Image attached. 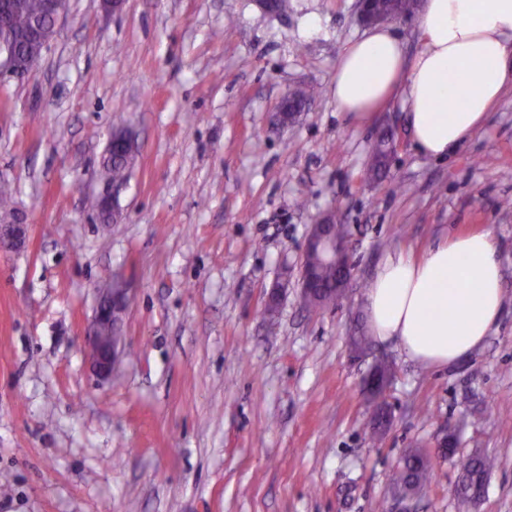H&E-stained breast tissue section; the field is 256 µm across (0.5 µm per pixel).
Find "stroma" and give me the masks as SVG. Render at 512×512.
<instances>
[{"label":"stroma","mask_w":512,"mask_h":512,"mask_svg":"<svg viewBox=\"0 0 512 512\" xmlns=\"http://www.w3.org/2000/svg\"><path fill=\"white\" fill-rule=\"evenodd\" d=\"M66 0L32 73L0 80V184L29 226L0 250V512H457L460 464L494 457L471 512H512V89L442 159L413 146L409 105L337 111L331 80L361 37L356 0ZM317 96L281 129L292 88ZM397 146L371 179L384 127ZM136 157L121 223L85 205L113 131ZM356 281L307 307L304 243L327 211ZM495 236L504 286L483 346L436 370L394 343L354 353L378 265L450 237ZM131 296L125 353L94 372L86 332L102 279ZM282 288L275 319L264 314ZM392 366L385 436L364 379ZM454 432L453 457L437 438ZM430 483L394 496L406 452Z\"/></svg>","instance_id":"obj_1"}]
</instances>
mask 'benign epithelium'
<instances>
[{"label":"benign epithelium","mask_w":512,"mask_h":512,"mask_svg":"<svg viewBox=\"0 0 512 512\" xmlns=\"http://www.w3.org/2000/svg\"><path fill=\"white\" fill-rule=\"evenodd\" d=\"M64 0H45V12L48 23L38 19L22 34L14 33L8 23L12 11V0H0V77L9 75L15 78L26 76L39 61L40 55L34 54L20 60V45L39 44L46 46L51 39V33L59 23L64 12ZM116 188L106 186L99 194L104 210L112 212V219L120 217L115 206ZM336 215L325 214L320 217L314 230L308 235L305 252H319L329 261L336 263L339 269V280L336 288L341 294H346L352 285L355 262L349 238L336 234L334 223ZM28 237V225L12 222L0 226V248L23 247ZM130 303L129 288L121 280L114 281L113 286L102 289L92 323L86 333V341L92 349L95 367L103 378L112 375L121 354V338L119 327L111 326L112 312L116 309L127 310ZM389 378L373 372L365 380L364 385L376 400L383 399Z\"/></svg>","instance_id":"7a95c632"}]
</instances>
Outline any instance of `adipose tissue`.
<instances>
[{"mask_svg": "<svg viewBox=\"0 0 512 512\" xmlns=\"http://www.w3.org/2000/svg\"><path fill=\"white\" fill-rule=\"evenodd\" d=\"M418 26L421 48L411 58L389 25L350 43L332 98L337 111L361 119L405 90L416 150L442 158L482 125L512 83V0H422ZM502 303L497 241L484 231L447 240L419 259L387 257L371 283L368 317L380 341L441 368L484 342Z\"/></svg>", "mask_w": 512, "mask_h": 512, "instance_id": "1", "label": "adipose tissue"}]
</instances>
